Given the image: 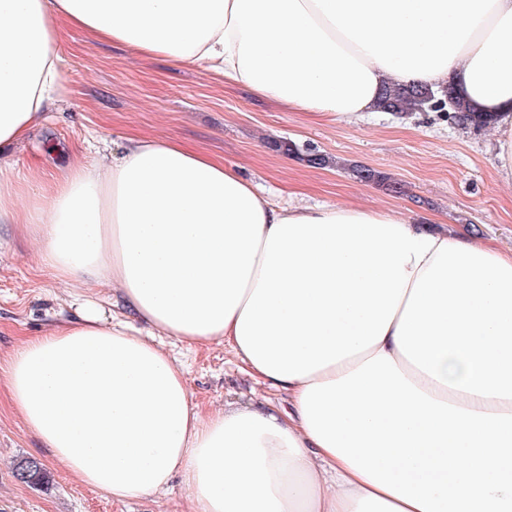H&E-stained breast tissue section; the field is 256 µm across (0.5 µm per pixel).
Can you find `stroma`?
Segmentation results:
<instances>
[{
	"mask_svg": "<svg viewBox=\"0 0 512 512\" xmlns=\"http://www.w3.org/2000/svg\"><path fill=\"white\" fill-rule=\"evenodd\" d=\"M64 92L46 124L7 153L19 182L34 164L63 172L50 155L58 144L84 162L100 151L120 155L130 137H158L221 159L284 206L357 204L395 210L494 247L512 249V181L500 178L492 130L474 131L444 112H372L349 121L316 122L304 113L224 82L201 66L93 38L60 23ZM292 142L333 158L312 167L277 150ZM364 166L389 176L365 183L349 173ZM70 291L53 280L22 233L0 232V362L24 338L72 316ZM154 342L182 367L191 400L203 409L252 398L256 386L220 344L190 347L158 335ZM41 462L47 477L31 485L16 476L20 461ZM180 480L166 491L112 501L75 479L26 430L0 379V512H192Z\"/></svg>",
	"mask_w": 512,
	"mask_h": 512,
	"instance_id": "stroma-1",
	"label": "stroma"
}]
</instances>
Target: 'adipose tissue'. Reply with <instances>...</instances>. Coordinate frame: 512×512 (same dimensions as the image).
I'll list each match as a JSON object with an SVG mask.
<instances>
[{"label":"adipose tissue","mask_w":512,"mask_h":512,"mask_svg":"<svg viewBox=\"0 0 512 512\" xmlns=\"http://www.w3.org/2000/svg\"><path fill=\"white\" fill-rule=\"evenodd\" d=\"M61 18L334 121L387 83H454L512 178V0H0V146L54 105ZM0 224L78 290L1 379L81 483L126 502L177 477L194 512H512V251L392 210L284 207L163 138L49 184L0 161ZM105 283L287 404L201 411L165 351L84 297Z\"/></svg>","instance_id":"obj_1"}]
</instances>
